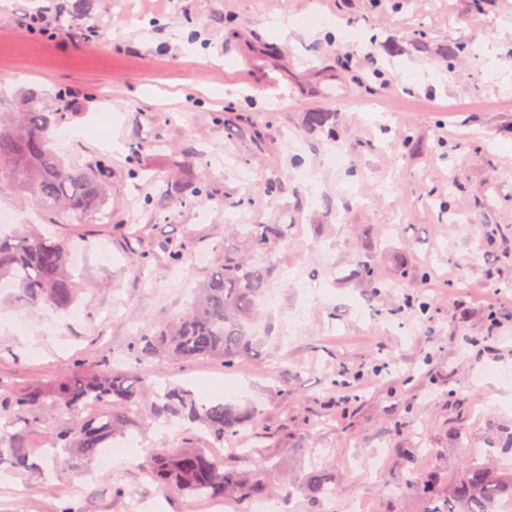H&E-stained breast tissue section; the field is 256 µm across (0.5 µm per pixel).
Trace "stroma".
I'll list each match as a JSON object with an SVG mask.
<instances>
[{
    "mask_svg": "<svg viewBox=\"0 0 512 512\" xmlns=\"http://www.w3.org/2000/svg\"><path fill=\"white\" fill-rule=\"evenodd\" d=\"M53 5L0 0V82L12 94L0 110L17 111L31 90L50 109L53 91H71L79 106L57 149L77 167L111 157L112 221L50 224L28 196L0 191V211L15 224L69 239L81 288L66 311L0 294V395L80 365H127L130 345L181 312L218 260L231 204L239 223L290 227L272 254L276 300L259 302L255 358L233 371L216 358L168 359L141 373L202 400L205 385L236 381L224 402L261 409L281 475L329 472L332 512L358 500L370 512H422L414 495H383L358 460L382 455L390 480L394 449L418 446L428 451L421 473L444 485L512 429V399L479 379L489 367L512 368V240L486 232L512 228V0H89L88 18L107 27L96 45L55 19ZM36 14L47 32L26 30ZM458 42L468 52L448 59ZM311 112L332 114L336 139L309 129ZM228 113L268 124L266 150L226 131ZM407 135L417 154L399 148ZM184 150L211 197L155 215L144 199L183 192L162 160ZM338 152L341 167L330 161ZM133 157L155 182L130 176ZM277 177L281 191L264 194ZM444 200L451 215L439 211ZM134 225L154 254L142 274L130 263ZM366 239L388 283L377 296L343 280ZM184 241L206 263L170 267L166 247ZM417 292L429 296L428 314L404 307ZM393 308L415 335L391 328ZM339 372L359 376L356 393L331 387ZM461 425L468 439L457 438ZM189 428L140 424V458L107 468L76 457L60 471L39 455L37 472L1 469L0 512H210L202 499L158 489L140 468L156 448L182 445ZM70 482L81 494L68 495Z\"/></svg>",
    "mask_w": 512,
    "mask_h": 512,
    "instance_id": "stroma-1",
    "label": "stroma"
}]
</instances>
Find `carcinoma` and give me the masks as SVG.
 <instances>
[{
    "mask_svg": "<svg viewBox=\"0 0 512 512\" xmlns=\"http://www.w3.org/2000/svg\"><path fill=\"white\" fill-rule=\"evenodd\" d=\"M86 0H64L56 14L77 21V37L85 43L97 41V30L81 22ZM74 103L62 101L55 111L44 109L42 97L33 92L24 100L23 111L6 123L0 121V185L31 196L50 214H63L81 221L101 210L112 180V165L98 159L84 167L65 164L58 154L59 126L66 121ZM309 127L330 139L336 138V125L326 112H309ZM257 149L267 147L266 126L250 123L243 129ZM168 166L184 176L192 186L191 196L168 195L145 200V208L170 210L207 199L210 193L194 176L193 157L169 158ZM287 224L232 225L230 241L224 243V258L197 286L194 301L180 314L156 324L153 332L138 337L128 357L137 365L156 358H219L233 370L255 355L249 325L258 300L270 286L275 263L254 265L243 259L246 253H272L288 236ZM366 243L348 279L367 285L378 293L386 283L378 276ZM195 254L185 242L169 251V264L179 266ZM70 247L64 239H53L28 227L13 233H0V283L6 282L14 301L24 305H50L59 310L71 308L78 299V287L69 270ZM150 379L129 369L107 363L84 366L48 387L36 386L13 397H0V440H9L7 463L17 472L28 471L34 449L28 440L36 427L31 417L35 407L64 406L86 413L80 423L52 439V447L69 450L80 457L95 458L100 448L137 427L138 410L151 393ZM150 402V401H148ZM155 420L173 424L188 420L213 442H234L246 432L260 410H243L222 402L202 403L191 390L168 383L150 402ZM265 436L251 438L249 453H232L225 459L208 448L188 444L181 448H161L142 464L144 475L165 490L206 499L251 502L267 498L279 486L277 472L264 467L268 458L261 445ZM418 448H397L399 479L406 491L424 504L423 512H497L505 497L512 498V464L493 466L468 462L456 474L446 491L422 476L417 467ZM331 476L315 469L302 482L288 488L318 501L331 484Z\"/></svg>",
    "mask_w": 512,
    "mask_h": 512,
    "instance_id": "carcinoma-1",
    "label": "carcinoma"
}]
</instances>
